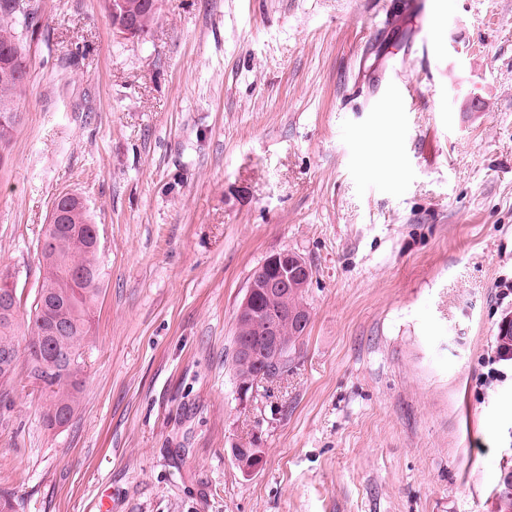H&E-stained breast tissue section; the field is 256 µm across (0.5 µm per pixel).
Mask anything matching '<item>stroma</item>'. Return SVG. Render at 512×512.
I'll return each instance as SVG.
<instances>
[{
    "instance_id": "35a3bbf8",
    "label": "stroma",
    "mask_w": 512,
    "mask_h": 512,
    "mask_svg": "<svg viewBox=\"0 0 512 512\" xmlns=\"http://www.w3.org/2000/svg\"><path fill=\"white\" fill-rule=\"evenodd\" d=\"M28 2L0 269L29 320L70 192L102 293L70 422L23 371L0 403L18 512H498L512 361L477 379L512 316V0H160L135 38L105 0ZM433 24L438 51L399 54ZM282 251L310 323L243 400L236 311Z\"/></svg>"
}]
</instances>
